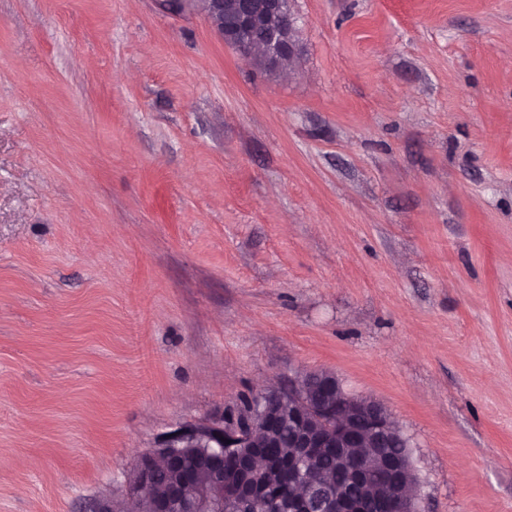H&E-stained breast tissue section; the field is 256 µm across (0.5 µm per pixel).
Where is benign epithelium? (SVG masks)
Wrapping results in <instances>:
<instances>
[{
  "mask_svg": "<svg viewBox=\"0 0 512 512\" xmlns=\"http://www.w3.org/2000/svg\"><path fill=\"white\" fill-rule=\"evenodd\" d=\"M179 4L178 11L196 9L204 13L210 27L249 62L255 57L278 71L296 59L300 47L294 38L295 15L291 0H162L165 6ZM263 28L266 37L256 44L254 30ZM318 386L331 393L320 400L310 387L299 380L288 390L263 391L273 401L288 393V412L293 433L292 455L283 459L267 456L253 443L251 423L239 411H228L214 420L185 425L169 433L158 447L139 456L140 484L149 485L159 462H174L172 448H191L207 440L223 449L213 460L218 480L199 488L196 498L187 502L184 512H242L245 504L257 506L273 496V488L263 480L271 469L291 470L310 448L336 453V463H344L346 454L355 448H368L373 462L360 475L362 492L389 503L392 512H417L415 501L417 476L409 449L390 456L374 444L384 438H400L402 433L387 411L376 401L347 396L337 379L325 374ZM288 512H360L358 504L341 493H332L307 477L288 484Z\"/></svg>",
  "mask_w": 512,
  "mask_h": 512,
  "instance_id": "benign-epithelium-1",
  "label": "benign epithelium"
}]
</instances>
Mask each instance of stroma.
<instances>
[{
  "instance_id": "obj_1",
  "label": "stroma",
  "mask_w": 512,
  "mask_h": 512,
  "mask_svg": "<svg viewBox=\"0 0 512 512\" xmlns=\"http://www.w3.org/2000/svg\"><path fill=\"white\" fill-rule=\"evenodd\" d=\"M268 75L161 0H0V512L311 372L418 512H512V0H293Z\"/></svg>"
}]
</instances>
